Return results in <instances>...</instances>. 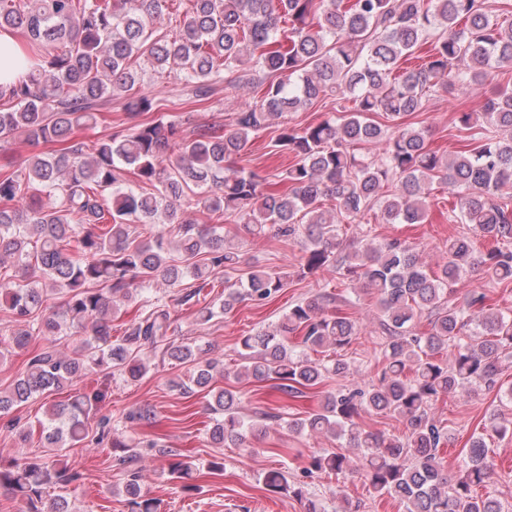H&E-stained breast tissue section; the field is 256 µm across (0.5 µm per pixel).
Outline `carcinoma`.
Masks as SVG:
<instances>
[{"mask_svg": "<svg viewBox=\"0 0 512 512\" xmlns=\"http://www.w3.org/2000/svg\"><path fill=\"white\" fill-rule=\"evenodd\" d=\"M178 34L169 35L173 0H0V29L20 34L43 64L26 80L0 89V141L21 139L47 151L28 159L22 171L0 164V308L23 327L9 348L24 352L36 337L50 346L32 356L27 370L0 391V415L37 396L73 385L91 369L117 370L132 379L147 367L141 354L168 340L170 305H185L214 287L211 273L236 271L238 247L221 227L188 214L186 190L199 189L195 207L242 224L253 236L304 235L303 270L333 268L343 278L374 290L383 335L384 361L377 379L364 387L328 392L319 408L288 421V430L330 435L358 450V464L340 452L311 456L307 476L362 472L378 497L397 499L405 512H505L487 491L494 463L488 433L512 432V421L491 413L473 433L450 475L441 448L452 430L431 415L433 402L459 390H497L512 403V386L500 384L501 364L512 357V313L488 307L479 288L461 301L449 299L467 274L479 271L495 282L512 281V89L495 82L512 68V13L509 0H188ZM137 59L158 71H176L193 97L205 101L219 88L253 85V101L232 113L229 127L198 125L189 132L162 114L93 141L73 139L74 130L96 120L102 99L132 90ZM492 85L477 112L455 113L465 133L453 154L430 146L428 131L406 119L427 98ZM331 95L352 107L296 128L287 116ZM133 115L157 110L147 95L124 104ZM385 118L381 123L373 116ZM278 123L271 140L292 162L273 179L236 166L250 139ZM376 148L360 154L355 146ZM133 170L140 183L125 185ZM456 190L448 221L470 224L494 246L477 253L473 239L452 236L446 261L427 268L420 251L398 240L348 242L341 226L377 209L385 224H421L429 217L434 183ZM392 184L389 194L384 185ZM49 202H44L43 197ZM158 225L143 236L146 226ZM175 244L177 257L170 256ZM159 300L125 329L112 335V315L162 280L179 288ZM288 286L281 272L254 268L239 284L224 286L222 310L245 301L262 303ZM59 309L36 312L53 294ZM350 298L317 292L295 303L271 330L241 338L242 362L228 372L202 350L187 344L166 347L184 367L172 386L204 392L219 415L211 439L219 447H248L252 433L276 415L257 409L244 416L231 389L213 387L214 375L237 381L275 380L292 398L304 396L328 375L344 376L350 364L336 357L359 336L358 321L342 312ZM427 314L423 335L416 320ZM71 329L85 331L71 353L55 348ZM321 354L313 359L310 353ZM103 398L96 390L49 405L42 427L47 448L80 445L89 435V412ZM401 419V435L361 428V413ZM98 439L111 447L128 443L112 436L111 420L98 423ZM170 475L191 477L194 464L175 448ZM135 454L116 458L124 471L129 512H158L157 501L140 484ZM83 479L78 470L43 457L0 460V490L22 503L20 512H73L67 497L48 501L45 490ZM265 485L305 500V512H322L304 486L289 484L281 470ZM485 490L480 494L477 489Z\"/></svg>", "mask_w": 512, "mask_h": 512, "instance_id": "carcinoma-1", "label": "carcinoma"}]
</instances>
